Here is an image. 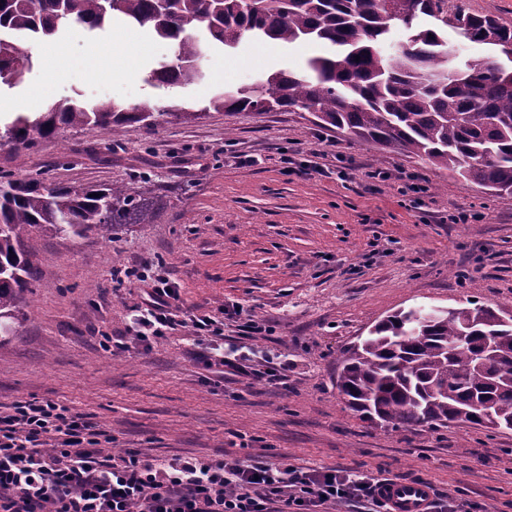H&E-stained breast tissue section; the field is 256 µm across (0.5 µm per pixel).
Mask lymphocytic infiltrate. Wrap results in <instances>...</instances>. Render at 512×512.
<instances>
[{
	"label": "lymphocytic infiltrate",
	"mask_w": 512,
	"mask_h": 512,
	"mask_svg": "<svg viewBox=\"0 0 512 512\" xmlns=\"http://www.w3.org/2000/svg\"><path fill=\"white\" fill-rule=\"evenodd\" d=\"M117 285H136L140 301L112 350L148 349L169 334L191 336L185 354L206 380L284 386L288 366L243 348L268 335L254 314L233 308L236 335L207 312H188L175 282L147 266L112 270ZM111 436L87 416L51 400H18L0 411V512H331L344 501L385 512L378 484L337 469L303 471L284 461L227 456L150 458L112 451Z\"/></svg>",
	"instance_id": "f902f5d3"
}]
</instances>
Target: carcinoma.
Returning <instances> with one entry per match:
<instances>
[{"label": "carcinoma", "mask_w": 512, "mask_h": 512, "mask_svg": "<svg viewBox=\"0 0 512 512\" xmlns=\"http://www.w3.org/2000/svg\"><path fill=\"white\" fill-rule=\"evenodd\" d=\"M444 0H0V78L24 80L35 43L66 31L104 30L117 20L173 46L152 73L161 84H189L211 43L236 48L251 34L264 41H316L330 48L307 70H279L259 83L170 116L195 121L207 111L301 108L324 128L448 170L492 195L512 194V69L474 56L456 62L433 18L459 35L512 48V29L487 15L444 13ZM409 35L392 55L378 50L390 23ZM360 60H355V56ZM164 116L111 99L64 98L18 115L0 133L14 145L16 170H0V338L13 334L34 279L43 231L111 239L131 224H153L158 202L145 187L75 189L26 170V151L67 127L118 138L132 124ZM512 316L487 305L444 311L399 310L346 352L337 387L361 419L395 429L481 424L483 396L500 426L512 429Z\"/></svg>", "instance_id": "cac0c4a2"}]
</instances>
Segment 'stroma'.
<instances>
[{
    "label": "stroma",
    "mask_w": 512,
    "mask_h": 512,
    "mask_svg": "<svg viewBox=\"0 0 512 512\" xmlns=\"http://www.w3.org/2000/svg\"><path fill=\"white\" fill-rule=\"evenodd\" d=\"M118 26L75 32L59 43L56 71L40 52L23 84L0 80V121L65 97L110 98L155 112L154 125L127 127L120 139L65 128L26 155L28 170L75 188L152 184L156 223L112 240L42 235L26 317L0 346V404L32 397L91 416L114 448L150 456L285 460L369 479L422 480L449 493L443 512H512V430L452 423L395 430L361 420L336 388L342 352L391 313L418 305L476 302L512 309V195L478 186L318 125L307 111H210L184 123L168 117L220 92L257 83L267 65L244 38L231 52L212 47L189 85L153 82L170 44L146 52ZM108 59L93 73L75 62ZM137 56V77L120 60ZM295 153L296 173L279 161ZM382 168L422 174L429 193L412 207L397 181L364 188ZM476 214L467 224L450 214ZM163 261L184 307L223 317L225 305L266 319L274 349L288 358V387L216 385L202 379L175 335L152 349L111 355L102 334H118L139 301L113 287V267Z\"/></svg>",
    "instance_id": "35a3bbf8"
}]
</instances>
